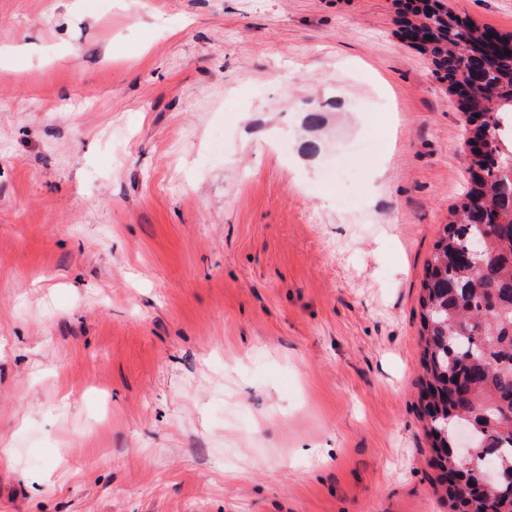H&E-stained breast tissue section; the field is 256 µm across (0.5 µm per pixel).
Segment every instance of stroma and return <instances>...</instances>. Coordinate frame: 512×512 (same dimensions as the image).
<instances>
[{"instance_id":"35a3bbf8","label":"stroma","mask_w":512,"mask_h":512,"mask_svg":"<svg viewBox=\"0 0 512 512\" xmlns=\"http://www.w3.org/2000/svg\"><path fill=\"white\" fill-rule=\"evenodd\" d=\"M405 19L0 0V512H449L418 299L468 116Z\"/></svg>"}]
</instances>
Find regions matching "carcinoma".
<instances>
[{
	"instance_id": "1",
	"label": "carcinoma",
	"mask_w": 512,
	"mask_h": 512,
	"mask_svg": "<svg viewBox=\"0 0 512 512\" xmlns=\"http://www.w3.org/2000/svg\"><path fill=\"white\" fill-rule=\"evenodd\" d=\"M408 25L427 39L436 74L450 84L472 68H483L476 93L480 123L469 121L467 142L485 152L471 160L482 176L469 182L457 219L444 225L420 282L422 352L421 404L435 452L434 466L445 477L464 474L446 450L452 426L470 424L476 446L512 471V58L487 63L480 53L486 29L413 0ZM450 512H468L470 492L445 488ZM479 499L487 512H512V482L484 486Z\"/></svg>"
}]
</instances>
